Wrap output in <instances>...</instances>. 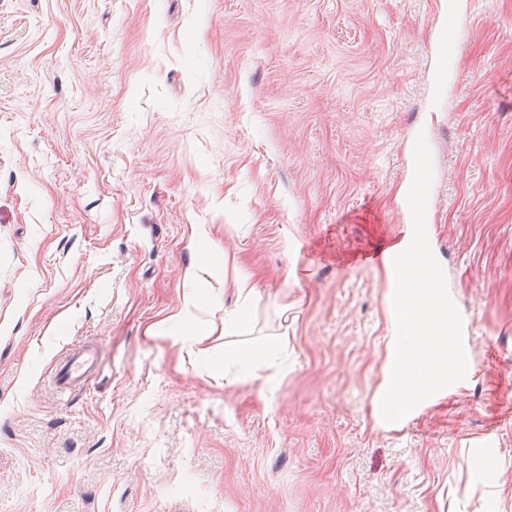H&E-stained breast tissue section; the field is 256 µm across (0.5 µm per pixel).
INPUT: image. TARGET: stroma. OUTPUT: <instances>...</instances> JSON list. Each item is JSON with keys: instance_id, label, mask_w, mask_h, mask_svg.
Returning <instances> with one entry per match:
<instances>
[{"instance_id": "stroma-1", "label": "stroma", "mask_w": 512, "mask_h": 512, "mask_svg": "<svg viewBox=\"0 0 512 512\" xmlns=\"http://www.w3.org/2000/svg\"><path fill=\"white\" fill-rule=\"evenodd\" d=\"M0 0V512H512V0ZM477 376L385 432L402 155ZM273 385L225 376L223 279ZM201 334L150 339L191 288ZM101 347L57 395L51 363ZM460 1L440 0L437 2L436 26L438 31L437 47L434 55L433 66L434 77L438 75L445 67L449 56L453 52V45L447 43L448 39V21H455L458 15H461ZM208 258L199 269L196 277L200 281H205L204 277L216 278L224 276V268L227 264V256L224 250L212 248L207 246ZM233 286L237 291L240 305L236 311L224 312V336L238 335L245 328L254 296V286L246 275H237ZM101 367L98 346L78 343L55 361L49 376V386L56 392L84 389Z\"/></svg>"}]
</instances>
